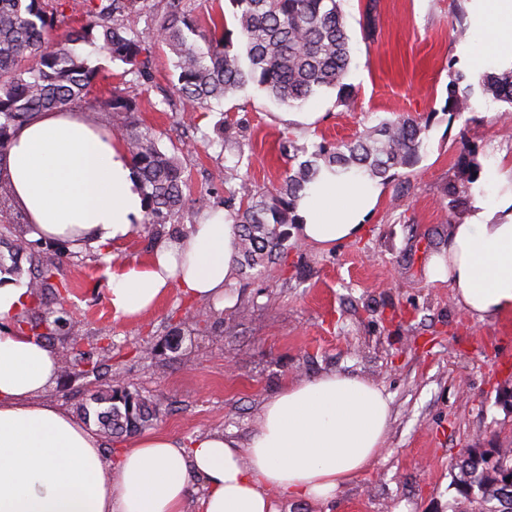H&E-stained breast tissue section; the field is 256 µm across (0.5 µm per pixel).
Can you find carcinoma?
Wrapping results in <instances>:
<instances>
[{
	"label": "carcinoma",
	"instance_id": "1",
	"mask_svg": "<svg viewBox=\"0 0 512 512\" xmlns=\"http://www.w3.org/2000/svg\"><path fill=\"white\" fill-rule=\"evenodd\" d=\"M87 0L84 22L73 25L67 15L69 0H0V160L6 158L15 131L43 112L70 108L88 98L99 81L101 69L76 52L86 44L107 53L122 66L120 82L95 104L110 115L112 130L126 147L146 198L143 224H166L186 201L188 178L173 154L163 151L156 132L142 126L140 103L129 88L153 82L150 42L173 54L176 99L164 98L163 112H196L216 101L255 85L276 103L300 108L316 92L338 90L342 102L355 97L344 82L351 62L340 0H228L241 35L236 46L225 25L208 27L197 17V0ZM151 12L152 40L131 23L143 8ZM458 74L448 82V105L455 112L471 108L470 97L460 93ZM484 89L512 112V67L486 75ZM221 148L239 143L245 127L221 116L214 125ZM422 128L410 117L384 120L370 132L342 144L325 141L312 152L285 138L282 150L296 162L285 171L278 187L260 191L242 180L224 195L227 220L238 226V253L244 269H254L284 255L287 233L282 227L299 223L295 202L314 182L321 167L341 172L363 171L388 178L390 170L418 163ZM9 175L0 176V204L16 206ZM0 239L10 244L9 255L0 254V271L21 274V258L30 253L31 241L18 225L1 226ZM57 265L42 266L30 278L33 299L44 304L52 292L64 300L70 289L54 287ZM62 320L48 310L37 322L16 321V327L34 329L47 325L46 341L54 338ZM85 420L94 414L112 431L130 432L151 424L153 403L133 397L107 383L91 388L77 406ZM512 462V448H470L457 464L453 486L469 504L462 512H495L501 498L512 499V487L501 484L493 453Z\"/></svg>",
	"mask_w": 512,
	"mask_h": 512
}]
</instances>
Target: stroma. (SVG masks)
I'll return each instance as SVG.
<instances>
[{
  "label": "stroma",
  "mask_w": 512,
  "mask_h": 512,
  "mask_svg": "<svg viewBox=\"0 0 512 512\" xmlns=\"http://www.w3.org/2000/svg\"><path fill=\"white\" fill-rule=\"evenodd\" d=\"M366 3L342 2L351 38L345 81L355 98L344 105L336 90H320L293 122L252 86L196 112L195 133L184 135L180 114L152 109L173 91L171 55L155 49V83L139 102L161 147L176 154L189 178L185 207L158 235L138 224L104 248L46 242L36 245L35 258L57 263L60 278L71 283L64 307L80 324L82 352L98 356L97 337H112L111 375L153 401L152 432L184 440L221 430L244 441L263 401L288 381L329 371L359 375L391 399L386 449L334 499L300 501L291 512H453V465L462 449L512 448V317L469 318L447 283L431 280L428 264L447 248L449 225L469 216L470 195L457 205L448 195L459 180L462 146L475 147L480 170L512 172V114L479 83L507 54L497 49L480 64L461 56V43L478 36L471 0H377L369 39ZM457 73L472 102L466 112L446 107L448 81ZM223 113L247 125L242 149L249 163L239 174L262 190L277 186L289 167L281 151L287 136L300 146L337 144L380 120L408 116L423 129L420 160L380 185L359 238L313 246L289 224L283 259L258 277L235 275L223 307L173 289L140 316L114 317V255L148 257L223 200L225 187L215 176L236 158L233 149L207 142Z\"/></svg>",
  "instance_id": "1"
}]
</instances>
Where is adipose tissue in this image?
Listing matches in <instances>:
<instances>
[{
    "label": "adipose tissue",
    "instance_id": "ef3b65f1",
    "mask_svg": "<svg viewBox=\"0 0 512 512\" xmlns=\"http://www.w3.org/2000/svg\"><path fill=\"white\" fill-rule=\"evenodd\" d=\"M481 40L461 54L482 60L490 40L512 41V0H473ZM7 172L32 238L108 245L144 217L138 175L121 142L76 112H45L18 128ZM504 178L472 184L469 220L449 225L433 257L476 320L512 315V201L494 210ZM379 191L356 172L321 169L297 204L301 237L333 246L359 237ZM238 236L224 211L144 259L113 267L110 303L135 317L171 289L202 301L223 298L234 279ZM27 288L0 284V512H282L293 501L323 503L385 449L390 397L365 378L328 372L291 382L262 405L248 441L215 430L187 441L148 434L106 460L102 440L47 397L61 360L41 339L12 329L30 304ZM204 493L192 500V486Z\"/></svg>",
    "mask_w": 512,
    "mask_h": 512
}]
</instances>
